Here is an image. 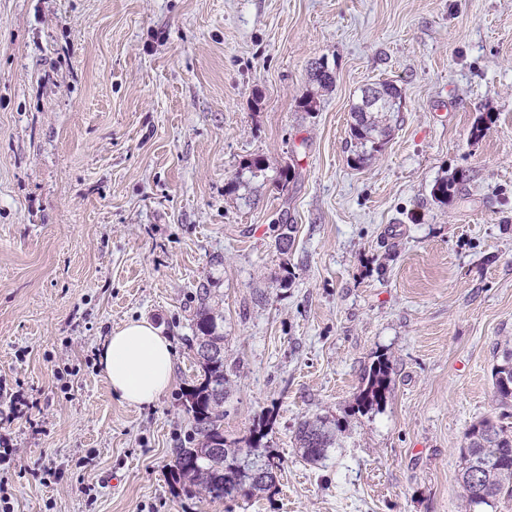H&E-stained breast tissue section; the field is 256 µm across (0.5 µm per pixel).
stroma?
Returning a JSON list of instances; mask_svg holds the SVG:
<instances>
[{
  "instance_id": "obj_1",
  "label": "stroma",
  "mask_w": 512,
  "mask_h": 512,
  "mask_svg": "<svg viewBox=\"0 0 512 512\" xmlns=\"http://www.w3.org/2000/svg\"><path fill=\"white\" fill-rule=\"evenodd\" d=\"M317 60L332 87L313 82ZM382 81L400 109L359 162L351 106ZM203 281L231 368L224 437L246 447L270 419L262 444L281 461L272 487L231 500L171 474ZM139 319L175 363L132 407L97 351ZM508 348L512 0H0L14 512H465L467 430L512 432L492 385ZM380 357L390 389L360 407ZM315 417L335 431L319 464L295 440Z\"/></svg>"
}]
</instances>
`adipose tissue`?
<instances>
[{"label": "adipose tissue", "instance_id": "adipose-tissue-1", "mask_svg": "<svg viewBox=\"0 0 512 512\" xmlns=\"http://www.w3.org/2000/svg\"><path fill=\"white\" fill-rule=\"evenodd\" d=\"M99 364L114 395L128 405L147 406L172 382L173 348L148 321H130L105 340Z\"/></svg>", "mask_w": 512, "mask_h": 512}]
</instances>
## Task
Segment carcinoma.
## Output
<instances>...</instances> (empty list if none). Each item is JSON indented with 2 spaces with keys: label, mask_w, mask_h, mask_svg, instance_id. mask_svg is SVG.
Masks as SVG:
<instances>
[{
  "label": "carcinoma",
  "mask_w": 512,
  "mask_h": 512,
  "mask_svg": "<svg viewBox=\"0 0 512 512\" xmlns=\"http://www.w3.org/2000/svg\"><path fill=\"white\" fill-rule=\"evenodd\" d=\"M311 78L318 85L328 88L333 76L322 60L311 65ZM385 96L371 109L364 110V102L355 104L351 110L353 122L350 134L360 144H376V140L388 134V128L381 125L379 116L399 111L400 91L388 82L381 83ZM456 177L441 180L432 188V196L440 203L448 202V196ZM276 245L286 253L291 248L296 225L284 220L275 225ZM199 306L193 317L194 336L189 339L190 349L197 350L198 343L206 342L215 351L224 350V331L218 324L209 304L210 288L200 283L196 291ZM198 372L192 384L183 394L184 411L190 420V434L176 450L172 472L199 488L212 499L224 498V476L248 477L264 468H280V461L269 453L258 452L262 440L267 436L268 424L261 423L249 438V448H231L224 440V399L229 368L224 357L205 358L196 356ZM391 384L389 361L380 358L372 363L362 377L360 405L371 407L384 401ZM495 397L504 406L512 403V353L494 373ZM334 431L328 422L318 417L302 422L296 438L303 456L315 463L328 457L334 444ZM461 480H466L470 469L477 465L486 466L488 482L483 484L481 494L464 495L470 508L490 506L504 495H512V437L489 418L473 424L465 435L460 449Z\"/></svg>",
  "instance_id": "carcinoma-1"
}]
</instances>
